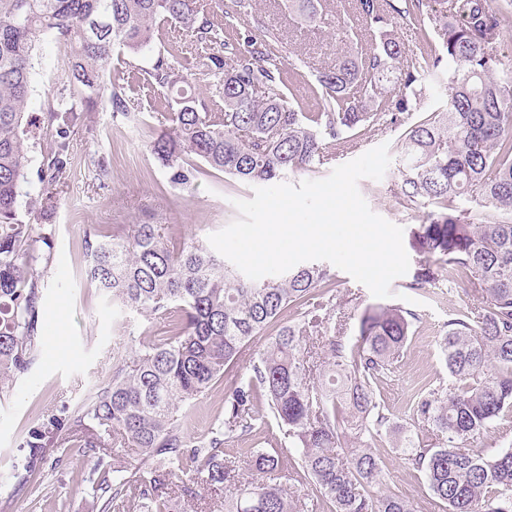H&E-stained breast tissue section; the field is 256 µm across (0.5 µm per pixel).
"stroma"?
<instances>
[{
  "label": "stroma",
  "instance_id": "1",
  "mask_svg": "<svg viewBox=\"0 0 512 512\" xmlns=\"http://www.w3.org/2000/svg\"><path fill=\"white\" fill-rule=\"evenodd\" d=\"M252 4L267 27L280 36L285 67L297 69L295 88L305 97L304 107L317 108V100L305 95L307 85L317 72L350 51L351 43L337 29L336 19L350 14L351 0H318L324 21L317 26L299 14L292 0H252ZM68 56L64 45L50 37L40 38L33 114L43 116L57 108L56 92L67 79ZM155 99L153 89H141L127 119L105 111L89 113L70 137L71 166L62 183L40 177L55 148L54 128L43 127L26 141L31 156L26 188L52 201L48 209L32 213L30 221L35 234L52 238L54 248L49 262L38 267L43 284L42 354L0 394V512H93L79 482L80 474L93 467V456L73 448L62 459L55 448H48L41 463L40 488L21 493L17 490L20 445L30 428L48 423L62 409L75 408L111 374L113 348L138 349L152 333L147 321L112 307L84 281L86 234L105 233L116 224H166L179 237L203 241L238 218L235 201L254 196L252 187L221 173L198 176L187 188L171 184L167 170L147 151L141 134V121L152 116ZM399 136L394 128L362 131L351 142L335 146L330 163L307 174H288L286 181L296 185L309 178H326L333 167L387 144L392 162L384 177L361 179L358 188L373 212L404 230L411 271L391 284L393 294L403 295L422 260L411 234L422 214L404 208L396 197ZM97 152L112 156L110 173L102 179L88 163ZM416 299L414 310L420 320L394 374L381 387L383 401L402 422L426 381L448 378L439 340L455 309L474 310L480 305L476 296L460 290L450 302L422 293ZM376 452L385 464L389 487L413 498L419 512H439L422 474L407 466L401 449L386 443Z\"/></svg>",
  "mask_w": 512,
  "mask_h": 512
}]
</instances>
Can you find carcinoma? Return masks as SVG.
I'll return each mask as SVG.
<instances>
[{"label":"carcinoma","instance_id":"cac0c4a2","mask_svg":"<svg viewBox=\"0 0 512 512\" xmlns=\"http://www.w3.org/2000/svg\"><path fill=\"white\" fill-rule=\"evenodd\" d=\"M356 0L343 20L370 31L371 47L336 59L315 78L316 111L293 104L278 62L280 39L266 30L248 0H225L224 15L201 0H0V391L39 357L42 284L40 249L30 215L47 202L23 191L30 165L24 136L30 116L36 43L47 35L70 49L67 84L49 113L55 149L51 181L66 179L70 136L82 113L100 108L128 117L126 65L153 48L162 23L175 22L200 53L193 84L157 56L143 83L162 95L168 126L145 124L152 156L174 185L189 186L200 160L240 183L268 184L288 172L310 171L329 149L365 127L402 128L400 203L423 208L412 231L429 261L408 287L471 288L477 316L460 309L440 339L448 384L429 386L412 409L413 423L433 427L425 443L393 423L378 399L419 316L395 304L357 313L347 340L336 323L337 294L322 262L296 265L254 281L198 241L172 237L163 224L112 225L85 238L83 276L112 304L155 326L130 353L117 352L112 374L70 413L28 431L23 480L38 477L47 442L72 438L102 453L81 485L97 512H120L132 499L150 512H173L179 491L194 496L224 487V512H417L385 483L378 443L392 437L406 463L423 474L443 512H512V449L476 448L491 425L512 415V76H498L490 46L512 0ZM418 26L421 47L407 57L394 23ZM452 66L444 112L414 114L421 79ZM398 95H388L389 88ZM26 202H21V198ZM469 197L485 208L474 221L454 206ZM267 334L257 363L234 370L243 350ZM231 378L224 408L196 441L180 428L215 386ZM272 416L283 438L271 450L248 448L237 461L224 446L262 429ZM137 450L133 464L119 449ZM310 492L281 485L284 450Z\"/></svg>","mask_w":512,"mask_h":512}]
</instances>
